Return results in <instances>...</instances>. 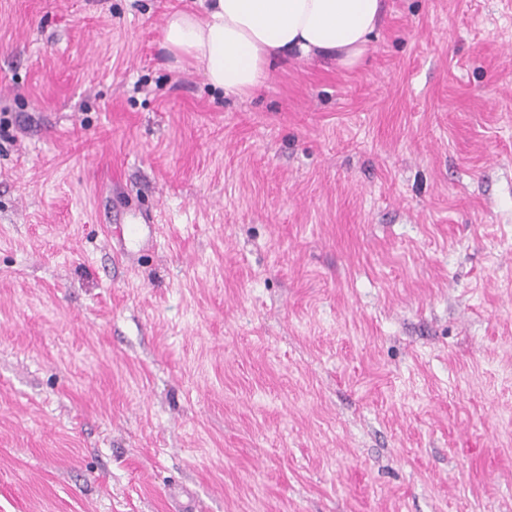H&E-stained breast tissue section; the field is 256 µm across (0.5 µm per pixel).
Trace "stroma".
Masks as SVG:
<instances>
[{
  "label": "stroma",
  "instance_id": "stroma-1",
  "mask_svg": "<svg viewBox=\"0 0 512 512\" xmlns=\"http://www.w3.org/2000/svg\"><path fill=\"white\" fill-rule=\"evenodd\" d=\"M206 3L0 0V512H512V0L235 98Z\"/></svg>",
  "mask_w": 512,
  "mask_h": 512
}]
</instances>
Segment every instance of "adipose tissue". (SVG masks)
Listing matches in <instances>:
<instances>
[{
    "label": "adipose tissue",
    "instance_id": "1",
    "mask_svg": "<svg viewBox=\"0 0 512 512\" xmlns=\"http://www.w3.org/2000/svg\"><path fill=\"white\" fill-rule=\"evenodd\" d=\"M384 11V0H211L204 15L172 13L162 46L202 62L212 86L240 96L285 56L354 66Z\"/></svg>",
    "mask_w": 512,
    "mask_h": 512
}]
</instances>
